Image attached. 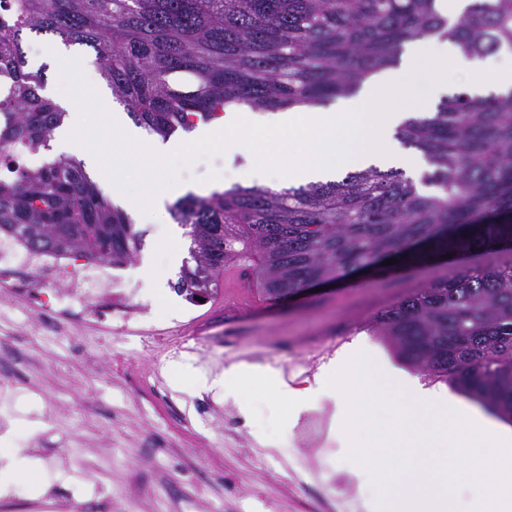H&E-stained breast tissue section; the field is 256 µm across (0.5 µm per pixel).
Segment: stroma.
I'll use <instances>...</instances> for the list:
<instances>
[{"instance_id": "35a3bbf8", "label": "stroma", "mask_w": 512, "mask_h": 512, "mask_svg": "<svg viewBox=\"0 0 512 512\" xmlns=\"http://www.w3.org/2000/svg\"><path fill=\"white\" fill-rule=\"evenodd\" d=\"M48 41L33 33L24 38L30 66L45 69L46 96L67 98L83 113L72 128L76 142L96 148L106 167L122 168L127 193L146 199L156 167L137 146L114 148L104 116L115 98L98 93L91 76L71 62L44 55ZM280 143L275 130L250 128L235 154L190 146L161 166L182 180L203 181L220 171L230 177L260 165L263 153L279 151ZM172 221L170 212L145 207L135 225L143 241L124 272L141 325L80 322L65 335L46 336L37 311L0 302V337L28 334L12 422L0 431V491L19 490L22 499L35 501L33 512H50L40 504L49 482L77 498L110 497L125 512H368L375 491L353 472L337 427L329 429L327 453L310 458L304 478L296 479L290 462L304 453L294 433L296 417H289L278 439L267 437L250 416L243 434H225L222 416L239 406L225 397L221 378L234 364L287 360L290 345L312 337L320 340V372L356 338L386 347L374 317L424 287L432 271L355 273L287 306L259 298L252 287L253 303L240 302L232 291L227 303L192 313L173 289L190 258V239L166 235ZM133 368L150 369L184 407L211 397L222 416L176 419L148 388L132 386ZM65 448L79 449L75 462L49 469L46 456Z\"/></svg>"}]
</instances>
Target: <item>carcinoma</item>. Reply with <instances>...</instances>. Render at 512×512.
I'll use <instances>...</instances> for the list:
<instances>
[{
    "instance_id": "obj_1",
    "label": "carcinoma",
    "mask_w": 512,
    "mask_h": 512,
    "mask_svg": "<svg viewBox=\"0 0 512 512\" xmlns=\"http://www.w3.org/2000/svg\"><path fill=\"white\" fill-rule=\"evenodd\" d=\"M436 0H0V153L50 147L65 112L44 94L23 33L90 48L112 96L164 138L231 105L276 110L353 93L398 62L405 43L440 34L461 52L512 51V0H474L452 27ZM430 170L421 191L400 170L369 168L338 181L274 192L235 186L173 206L189 228L192 263L179 292L216 287L224 263L256 247L244 276L271 300L338 280L396 255L408 266L449 254L443 273L374 319L399 357L445 379L512 422V92L444 99L398 130ZM38 224L57 227L39 234ZM0 229L89 261L123 262L143 234L73 157L0 178ZM241 248H236V245ZM477 253L484 264L460 258Z\"/></svg>"
}]
</instances>
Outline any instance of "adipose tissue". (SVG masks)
<instances>
[{
	"label": "adipose tissue",
	"mask_w": 512,
	"mask_h": 512,
	"mask_svg": "<svg viewBox=\"0 0 512 512\" xmlns=\"http://www.w3.org/2000/svg\"><path fill=\"white\" fill-rule=\"evenodd\" d=\"M464 80L471 95L486 88L505 94L512 91V55L501 59L470 57L450 40L435 35L405 45L398 63L366 79L355 92L323 106L302 105L274 112H240L226 108L217 124L198 125L189 143L209 145L223 142L226 150L239 147L238 133L245 127H268L282 136L281 153H271L255 170L238 175L242 184L261 185L274 191L335 179L348 169L398 168L408 177L420 179L424 158L403 150L397 131L411 117L429 116L432 104L446 94L452 82ZM106 120L116 140L140 146L151 160L160 162L184 149L183 143L159 136L145 138L127 113L116 109ZM58 150L73 155L88 175L112 186V202L129 214L141 208L127 196L119 173L108 170L92 147L78 146L70 132H63ZM156 188L149 204L164 210L173 199L201 191L226 189L223 176L203 183L155 174Z\"/></svg>",
	"instance_id": "obj_1"
}]
</instances>
